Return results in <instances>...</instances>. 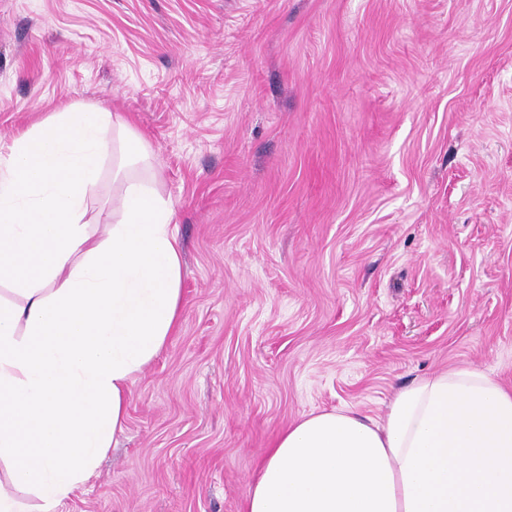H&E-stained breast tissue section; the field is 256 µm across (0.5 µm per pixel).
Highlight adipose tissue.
<instances>
[{"mask_svg":"<svg viewBox=\"0 0 512 512\" xmlns=\"http://www.w3.org/2000/svg\"><path fill=\"white\" fill-rule=\"evenodd\" d=\"M141 140L79 105L0 151V459L37 512L88 480L123 432L133 376L182 313V247L158 190L123 179L111 210L89 198L109 149ZM245 512H512V391L478 369L395 395L382 420L309 414L274 441Z\"/></svg>","mask_w":512,"mask_h":512,"instance_id":"ef3b65f1","label":"adipose tissue"}]
</instances>
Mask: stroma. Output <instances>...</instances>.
Wrapping results in <instances>:
<instances>
[{"mask_svg":"<svg viewBox=\"0 0 512 512\" xmlns=\"http://www.w3.org/2000/svg\"><path fill=\"white\" fill-rule=\"evenodd\" d=\"M76 103L148 144L183 308L57 512H243L294 420L512 387V0H0V148Z\"/></svg>","mask_w":512,"mask_h":512,"instance_id":"stroma-1","label":"stroma"}]
</instances>
